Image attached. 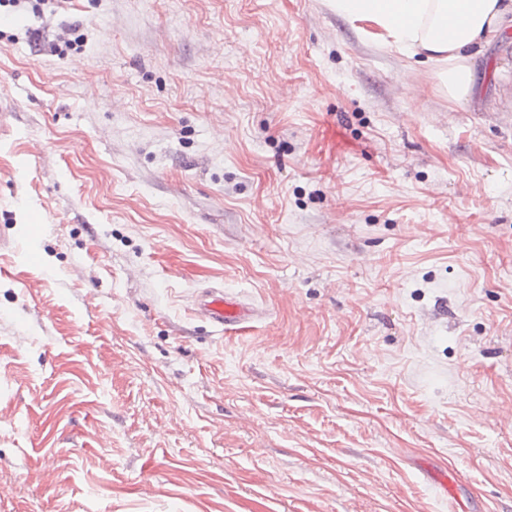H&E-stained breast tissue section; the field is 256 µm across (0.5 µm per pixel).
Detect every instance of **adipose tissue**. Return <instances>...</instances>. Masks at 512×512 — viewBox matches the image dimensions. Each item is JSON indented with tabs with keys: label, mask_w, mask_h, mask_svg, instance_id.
I'll use <instances>...</instances> for the list:
<instances>
[{
	"label": "adipose tissue",
	"mask_w": 512,
	"mask_h": 512,
	"mask_svg": "<svg viewBox=\"0 0 512 512\" xmlns=\"http://www.w3.org/2000/svg\"><path fill=\"white\" fill-rule=\"evenodd\" d=\"M360 34L442 69L448 98L469 100L474 60L512 19V0H329Z\"/></svg>",
	"instance_id": "obj_1"
}]
</instances>
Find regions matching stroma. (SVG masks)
<instances>
[{
    "label": "stroma",
    "instance_id": "35a3bbf8",
    "mask_svg": "<svg viewBox=\"0 0 512 512\" xmlns=\"http://www.w3.org/2000/svg\"><path fill=\"white\" fill-rule=\"evenodd\" d=\"M485 57L458 105L327 0L0 7V512H512ZM196 311L220 325L225 331L243 329L256 317V310L248 303L224 292L221 288H209L201 291L196 300Z\"/></svg>",
    "mask_w": 512,
    "mask_h": 512
}]
</instances>
